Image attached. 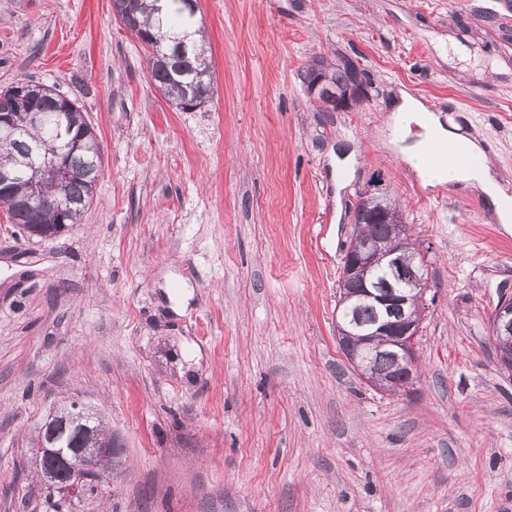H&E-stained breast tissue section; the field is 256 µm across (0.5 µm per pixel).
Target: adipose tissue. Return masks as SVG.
Masks as SVG:
<instances>
[{"label": "adipose tissue", "instance_id": "1", "mask_svg": "<svg viewBox=\"0 0 512 512\" xmlns=\"http://www.w3.org/2000/svg\"><path fill=\"white\" fill-rule=\"evenodd\" d=\"M395 125H404L405 145L400 153L408 161L424 185L445 186L465 183L478 187L492 205L499 223L512 224V210L501 205L502 190L491 168L483 163V148L479 140L462 133L458 126L445 125L440 117L430 111L420 100L402 95L390 115ZM457 144L466 157V164L449 168H427L422 164L433 144Z\"/></svg>", "mask_w": 512, "mask_h": 512}]
</instances>
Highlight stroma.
Returning a JSON list of instances; mask_svg holds the SVG:
<instances>
[{"mask_svg":"<svg viewBox=\"0 0 512 512\" xmlns=\"http://www.w3.org/2000/svg\"><path fill=\"white\" fill-rule=\"evenodd\" d=\"M197 19L214 96L182 112L112 0H0V90L78 99L102 155L56 238L0 207V512H512V376L490 329L512 230L479 190L422 185L386 124L401 93L421 99L512 192V0H197ZM318 57L358 66L363 105L309 96ZM374 184L435 297L409 396L362 383L336 340L351 210ZM67 397L125 463L58 494L30 439Z\"/></svg>","mask_w":512,"mask_h":512,"instance_id":"1","label":"stroma"}]
</instances>
